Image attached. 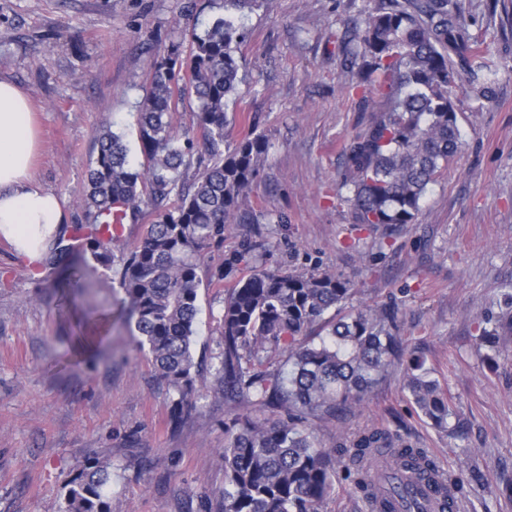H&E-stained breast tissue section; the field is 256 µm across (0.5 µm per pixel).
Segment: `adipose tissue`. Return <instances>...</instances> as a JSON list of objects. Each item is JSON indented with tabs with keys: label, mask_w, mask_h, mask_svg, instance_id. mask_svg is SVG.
<instances>
[{
	"label": "adipose tissue",
	"mask_w": 512,
	"mask_h": 512,
	"mask_svg": "<svg viewBox=\"0 0 512 512\" xmlns=\"http://www.w3.org/2000/svg\"><path fill=\"white\" fill-rule=\"evenodd\" d=\"M37 134L29 102L13 83L0 80V237L39 259L60 234V199L37 185L31 166Z\"/></svg>",
	"instance_id": "adipose-tissue-1"
}]
</instances>
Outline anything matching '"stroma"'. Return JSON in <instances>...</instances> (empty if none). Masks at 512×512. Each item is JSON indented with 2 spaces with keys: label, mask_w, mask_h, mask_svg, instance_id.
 Returning a JSON list of instances; mask_svg holds the SVG:
<instances>
[{
  "label": "stroma",
  "mask_w": 512,
  "mask_h": 512,
  "mask_svg": "<svg viewBox=\"0 0 512 512\" xmlns=\"http://www.w3.org/2000/svg\"><path fill=\"white\" fill-rule=\"evenodd\" d=\"M184 0H0V79L27 96L38 130L34 181L55 193L68 233L89 221L75 192L111 127L141 161L136 106L155 50L210 15ZM380 0H266L246 13L242 74L228 107L227 142L250 130L270 142L246 205L284 212L260 249L263 267L331 272L350 280L352 310L398 311L408 351L446 386L459 426L431 425L396 365L360 406L336 421L309 420L322 447L337 432L383 427L425 449L450 474L475 468L461 512H512L498 493L512 480V347L489 367L476 349L484 321L503 308L512 281V0H465L473 32L497 69L489 97L479 84L451 87L461 151L432 184L413 223L394 233L355 224L336 197L343 143L385 109L359 107L337 58L336 34ZM81 309L110 315L88 355L72 358L73 321L57 306L62 266L30 263L0 238V512H61L67 483L97 460L112 467L110 512H214L224 490V422L252 412L244 400L207 394L173 424L176 396L157 378L125 320L124 294L91 254ZM225 288L198 299L195 357L218 352Z\"/></svg>",
  "instance_id": "1"
}]
</instances>
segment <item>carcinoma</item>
I'll list each match as a JSON object with an SVG mask.
<instances>
[{"label": "carcinoma", "instance_id": "1", "mask_svg": "<svg viewBox=\"0 0 512 512\" xmlns=\"http://www.w3.org/2000/svg\"><path fill=\"white\" fill-rule=\"evenodd\" d=\"M264 0H188L187 10H224L203 34L169 41L150 64V83L138 104L136 124L143 162L135 165L122 137L97 136V154L80 191L93 222L136 224L151 219L143 238L117 256L112 240L92 232L83 247L112 270L124 293L127 319L138 347L157 377L178 396L174 419L193 405L201 372L194 357L200 289L220 286L239 267L252 273L235 280L219 318L218 386L258 410L287 413L260 419L236 414L224 424V493L215 512H317L335 489L336 461H348L354 484L375 495L372 455L389 460L394 473L423 480L438 468L434 458L387 429L375 428L323 448L305 427L309 416L334 420L362 402L400 361L415 406L433 425L448 430V392L424 360L409 355L393 308L337 316L353 293L334 273L254 269L256 246L232 251L224 264L199 276L205 254L224 246V225L286 224L282 212L255 210L243 198L258 182L268 139L249 132L224 146L230 98L243 78L236 56L246 32L238 17ZM464 0H387L368 14L352 39L337 38L342 69L353 88L388 99L341 148L340 189L349 193L355 223L371 230L411 224L420 201L462 146L448 89L460 76L493 92L497 71L471 35ZM192 112L197 141L180 136L173 116ZM194 178L187 179L192 166ZM78 267L58 283L68 297L82 287ZM331 318H325L330 311ZM512 342V311L477 337V348L499 352ZM288 350L284 363L261 369L272 348ZM111 463L96 461L71 481L63 512H109L104 487Z\"/></svg>", "mask_w": 512, "mask_h": 512}]
</instances>
